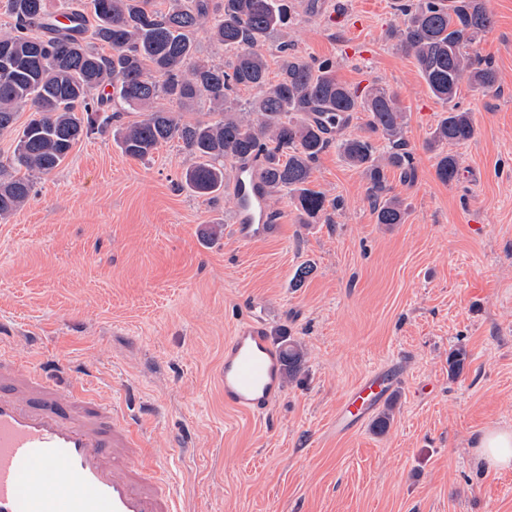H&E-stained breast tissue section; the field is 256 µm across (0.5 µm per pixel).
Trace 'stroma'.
<instances>
[{"label": "stroma", "instance_id": "obj_1", "mask_svg": "<svg viewBox=\"0 0 512 512\" xmlns=\"http://www.w3.org/2000/svg\"><path fill=\"white\" fill-rule=\"evenodd\" d=\"M403 2L292 0L293 23L261 50L271 74L286 53L327 59L352 88L397 96L415 176L388 170L387 186L404 223H377L364 175L332 146L309 187L341 207L304 224L280 192L275 234L244 244L230 197L179 189L177 144L141 161L108 131L0 220V332L33 363L63 359L128 393L188 512H512V469L483 468L475 448L482 430L512 429V0H487L493 25L468 48L498 82L460 87L476 134L447 145L449 183L429 146L448 105L399 46ZM249 317L302 354L260 420L226 409L214 382ZM386 367L402 376L379 407L387 429L336 433L342 397Z\"/></svg>", "mask_w": 512, "mask_h": 512}]
</instances>
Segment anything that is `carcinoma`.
Masks as SVG:
<instances>
[{
	"mask_svg": "<svg viewBox=\"0 0 512 512\" xmlns=\"http://www.w3.org/2000/svg\"><path fill=\"white\" fill-rule=\"evenodd\" d=\"M164 2L159 9L155 0H63L55 16L46 0H8L14 25L0 33V134L17 132V144L12 164L0 163L1 220L28 201L32 174L51 173L84 135L120 120L128 108L142 119L116 129L122 153L144 160L163 145L181 144L192 159L181 174V187L194 194H224L227 165L253 161L269 195L288 191L301 223L313 224L327 208L340 206L308 188L313 164L334 144L364 174L377 223H404L403 201L387 195L386 169L409 180L414 166L404 148V112L393 93L377 87L360 94L336 80L332 65L286 55L271 79L259 46L288 27V0H218L213 11L212 0ZM401 12L400 44L415 58L435 97L452 102L465 80L495 86L492 63L475 64L463 52L492 24L485 0H417ZM201 29L236 50L230 63L195 59ZM96 42L112 54L100 53ZM107 87L117 88L113 109L98 96ZM242 89L253 91L243 110L237 103ZM161 98L170 107L157 106ZM197 102L208 104V119L188 122L175 111ZM26 108L32 118L17 131V114ZM358 110L368 114L363 136L339 137L316 118L348 117ZM373 133L392 144L382 163L375 157ZM474 135L471 113L453 105L430 147L462 144ZM457 170L454 155H438L441 181H452Z\"/></svg>",
	"mask_w": 512,
	"mask_h": 512,
	"instance_id": "carcinoma-1",
	"label": "carcinoma"
}]
</instances>
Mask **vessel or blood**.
I'll return each mask as SVG.
<instances>
[{"label": "vessel or blood", "instance_id": "obj_1", "mask_svg": "<svg viewBox=\"0 0 512 512\" xmlns=\"http://www.w3.org/2000/svg\"><path fill=\"white\" fill-rule=\"evenodd\" d=\"M234 230L245 244L271 237L268 190L252 165L235 168ZM281 355L262 321L247 320L224 341L225 407L267 415L281 394ZM399 374L376 369L336 410V431L361 425ZM141 418L108 399L68 364L36 366L0 342V512H186L163 462L148 457Z\"/></svg>", "mask_w": 512, "mask_h": 512}]
</instances>
